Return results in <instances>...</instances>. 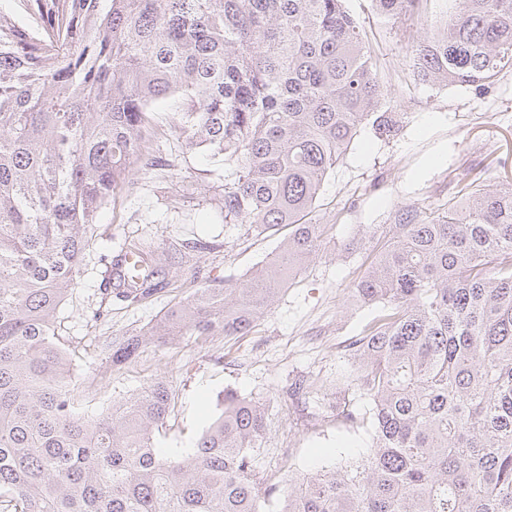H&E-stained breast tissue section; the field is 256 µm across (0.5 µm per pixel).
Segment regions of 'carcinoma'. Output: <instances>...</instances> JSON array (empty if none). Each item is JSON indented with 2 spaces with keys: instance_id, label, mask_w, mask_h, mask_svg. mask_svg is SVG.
<instances>
[{
  "instance_id": "obj_1",
  "label": "carcinoma",
  "mask_w": 512,
  "mask_h": 512,
  "mask_svg": "<svg viewBox=\"0 0 512 512\" xmlns=\"http://www.w3.org/2000/svg\"><path fill=\"white\" fill-rule=\"evenodd\" d=\"M33 33L0 12V498L14 512H512V183L457 175L460 202L411 209L378 243L353 301L380 304L350 348L370 409L366 455L278 486L254 464L266 405L224 392L184 455L162 460L158 380L104 413L75 410L57 310L85 234L146 153L151 106L232 172L226 224L291 228L249 277L195 289L146 331L112 339L110 368L173 336H244L318 252L326 177L388 89L345 0H27ZM393 26L426 0H371ZM412 45L423 83L480 87L512 68V0H452ZM132 304L162 267L124 244L110 270Z\"/></svg>"
}]
</instances>
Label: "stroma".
<instances>
[{"instance_id":"35a3bbf8","label":"stroma","mask_w":512,"mask_h":512,"mask_svg":"<svg viewBox=\"0 0 512 512\" xmlns=\"http://www.w3.org/2000/svg\"><path fill=\"white\" fill-rule=\"evenodd\" d=\"M345 6L372 41L378 77L388 90L384 105L396 120L391 135L363 122L342 160L324 182L313 221L327 227L319 253L291 279L272 309L250 333L224 337L181 336L164 347H144L122 369L107 372L105 350L113 338L152 325L202 278H244L278 249L280 236L228 224L214 199L224 182V158L189 147L174 126L184 103L173 96L154 107L146 144L166 163L130 173L114 201L89 229L82 270L58 309L56 333L72 363L75 406L99 412L113 400L164 381L171 412L155 435L160 458L188 452L194 438L223 407L224 393L265 403V435L256 450L260 469L281 478L345 464L366 452L365 428L345 424L344 414L363 400L343 388L352 370L348 343L375 315L351 302L346 288L365 271L377 238L403 210L433 216L456 203L454 176L472 171L494 185L512 175V69L486 89L418 83L411 46L426 24L449 7L429 0L426 21L383 23L370 0ZM212 250L189 253L192 239ZM142 246L176 271L155 295L130 305L119 300L110 263L122 242ZM322 383L323 408L301 409L289 396L295 382Z\"/></svg>"}]
</instances>
